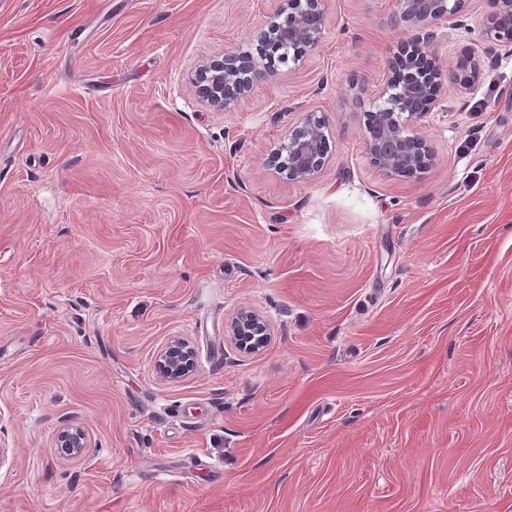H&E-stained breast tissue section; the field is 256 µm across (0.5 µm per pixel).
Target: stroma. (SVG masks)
I'll use <instances>...</instances> for the list:
<instances>
[{"label": "stroma", "mask_w": 512, "mask_h": 512, "mask_svg": "<svg viewBox=\"0 0 512 512\" xmlns=\"http://www.w3.org/2000/svg\"><path fill=\"white\" fill-rule=\"evenodd\" d=\"M274 7L0 0V512H512V55L443 82L431 166L388 180L389 0H326L300 61L198 98ZM488 11L438 29L440 74ZM312 110L326 163L290 181L268 158ZM244 308L255 353L224 334ZM227 336L241 348L256 350L262 347L271 336L266 321L253 310H242L226 326ZM159 373L166 379L178 380L195 367V352L189 341L174 339L160 352L157 359ZM89 447L85 431L74 425L60 427L56 435V448L66 456L75 458L82 456Z\"/></svg>", "instance_id": "stroma-1"}]
</instances>
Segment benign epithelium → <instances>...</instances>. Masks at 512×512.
I'll use <instances>...</instances> for the list:
<instances>
[{"label": "benign epithelium", "instance_id": "obj_1", "mask_svg": "<svg viewBox=\"0 0 512 512\" xmlns=\"http://www.w3.org/2000/svg\"><path fill=\"white\" fill-rule=\"evenodd\" d=\"M256 35V52L241 47L224 51L197 67L190 81L204 102L220 110L230 107L251 90L254 83L272 75L276 65L268 60L270 46L279 41H304V51L314 49L325 22V0H276ZM395 24L410 37L398 42L388 61V73L373 89L374 109L364 112L365 145L373 164L389 180L417 177L432 160V151L419 126L439 106L440 74L427 69L424 81L403 86L416 77L413 69L427 61V51L436 38V28L452 22L466 10L470 0H392ZM490 11L481 39L491 52L512 54V0H487ZM480 66L475 55L463 54L448 74V80L460 88L473 84ZM326 135L321 121L308 114L288 141L273 153L271 164L293 181L305 182L324 166L326 153L321 148ZM227 336L240 347L256 350L270 336L266 321L253 310H242L226 326ZM159 373L178 380L195 367V352L189 341L174 339L160 352ZM56 448L66 456H82L89 448L85 431L74 425L60 427Z\"/></svg>", "mask_w": 512, "mask_h": 512}]
</instances>
